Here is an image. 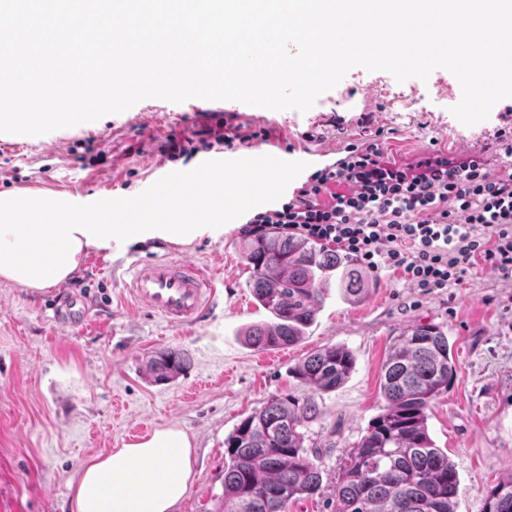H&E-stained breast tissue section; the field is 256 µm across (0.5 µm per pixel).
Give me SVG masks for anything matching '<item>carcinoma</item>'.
I'll list each match as a JSON object with an SVG mask.
<instances>
[{"label":"carcinoma","mask_w":512,"mask_h":512,"mask_svg":"<svg viewBox=\"0 0 512 512\" xmlns=\"http://www.w3.org/2000/svg\"><path fill=\"white\" fill-rule=\"evenodd\" d=\"M256 301L276 319L247 331L250 345L272 350L292 345L315 321L323 291L335 285L358 298L368 282L356 260L302 238L271 233L243 246ZM187 366L180 351L163 349L147 361L155 383ZM355 358L340 346L309 355L292 377L330 391L351 375ZM456 377L448 336L417 324L397 337L384 364L383 413L375 417L342 463L333 512H454L458 474L429 435L431 403ZM308 409L293 394L275 395L243 418L224 439V509L217 512H286L292 500L313 496L322 474L310 459L302 431ZM482 512H512V475L487 489Z\"/></svg>","instance_id":"carcinoma-1"}]
</instances>
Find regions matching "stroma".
Instances as JSON below:
<instances>
[{"label": "stroma", "mask_w": 512, "mask_h": 512, "mask_svg": "<svg viewBox=\"0 0 512 512\" xmlns=\"http://www.w3.org/2000/svg\"><path fill=\"white\" fill-rule=\"evenodd\" d=\"M450 71L397 82L385 71L350 69L307 112L276 111L225 101L243 132H270L256 149L300 156L348 144L378 142L403 162L427 149L480 150L512 128V98L468 126L448 110ZM201 101H139L119 114L28 136L0 133V196L54 191L94 206L107 196H137L167 170H190L211 151L169 161V137L212 124ZM367 126H360V119ZM239 224L191 245L149 240L90 249L67 282L40 294L0 281V512H70L65 483L86 460L122 447L141 426L176 424L193 439L195 480L176 512H214L224 491V440L239 421L276 394L314 408L305 446L322 471L318 495L287 512H331L339 466L385 405L383 364L395 338L422 323L448 336L457 377L431 404L428 429L458 472L456 512H481L482 498L512 474V277L491 265L431 293L401 272L369 274L361 302L327 289L314 324L296 344L273 350L249 345V327L271 322L247 286ZM179 250L205 266L219 285L218 306L192 326L170 327L125 292L129 264ZM88 306V322L62 328L60 300ZM339 344L356 366L334 390L300 384L290 370L315 350ZM160 349L184 352L186 370L155 384L146 363Z\"/></svg>", "instance_id": "stroma-1"}]
</instances>
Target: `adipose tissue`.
I'll return each instance as SVG.
<instances>
[{
    "label": "adipose tissue",
    "mask_w": 512,
    "mask_h": 512,
    "mask_svg": "<svg viewBox=\"0 0 512 512\" xmlns=\"http://www.w3.org/2000/svg\"><path fill=\"white\" fill-rule=\"evenodd\" d=\"M210 214L211 224L187 223L171 195L140 224L115 223L106 207L81 214L68 198L52 195L27 196L22 206L0 203V280L36 294L69 280L88 249L150 238L187 245L223 221V204ZM194 478L190 436L163 426L83 463L67 481L71 512H172Z\"/></svg>",
    "instance_id": "1"
}]
</instances>
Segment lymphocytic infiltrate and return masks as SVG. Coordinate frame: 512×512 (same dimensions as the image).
<instances>
[{"label": "lymphocytic infiltrate", "mask_w": 512, "mask_h": 512, "mask_svg": "<svg viewBox=\"0 0 512 512\" xmlns=\"http://www.w3.org/2000/svg\"><path fill=\"white\" fill-rule=\"evenodd\" d=\"M221 121L172 137L171 157L203 148L234 147L267 138ZM512 156V136L499 135L491 153L448 156L432 149L410 162L388 160L378 144L351 146L339 165L312 173L275 207L254 213L248 235L276 230L357 258L370 271H402L433 292L460 283L488 264L512 277V172L491 169L489 154Z\"/></svg>", "instance_id": "obj_1"}]
</instances>
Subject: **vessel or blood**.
Wrapping results in <instances>:
<instances>
[{
	"label": "vessel or blood",
	"instance_id": "vessel-or-blood-1",
	"mask_svg": "<svg viewBox=\"0 0 512 512\" xmlns=\"http://www.w3.org/2000/svg\"><path fill=\"white\" fill-rule=\"evenodd\" d=\"M335 161L336 154L332 151L288 157L248 149L209 159L193 171L165 172L137 199L114 197L108 205L119 211L120 222H136L158 205L161 191L166 190L175 194L186 219L194 224H206L210 221L209 208L214 197L212 181L220 177L224 180V218L230 221L237 211L257 201L276 202L285 184L271 180L275 168H287L294 176L303 168L327 166ZM122 286L141 308L162 316L174 326L196 323L217 297L216 281L208 270L174 253L133 263Z\"/></svg>",
	"mask_w": 512,
	"mask_h": 512
}]
</instances>
